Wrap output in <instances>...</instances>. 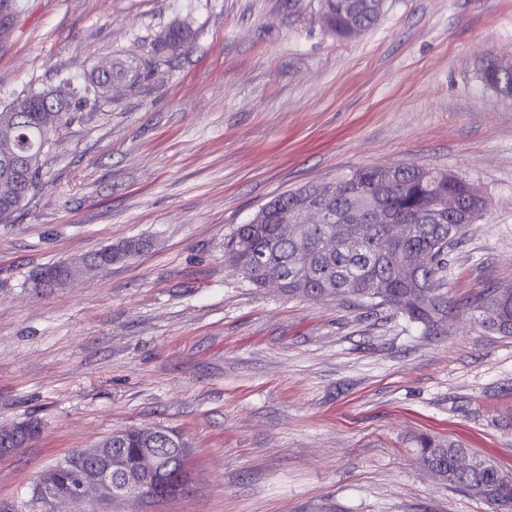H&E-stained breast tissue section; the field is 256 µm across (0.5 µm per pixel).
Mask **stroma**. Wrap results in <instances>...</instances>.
<instances>
[{
    "label": "stroma",
    "mask_w": 512,
    "mask_h": 512,
    "mask_svg": "<svg viewBox=\"0 0 512 512\" xmlns=\"http://www.w3.org/2000/svg\"><path fill=\"white\" fill-rule=\"evenodd\" d=\"M182 51L135 89L81 101L10 224H0V512L48 504L43 473L130 426L192 445L171 500L107 512H490L420 465L415 436L512 473V337L466 317L430 335L389 309L258 288L224 240L275 196L407 163L475 184L490 211L451 254L459 300L512 285V0H388L329 31L319 0H12L0 108L128 53L173 22ZM132 238L150 249L62 288L44 266ZM482 78L500 93L512 95V66H503L490 60L483 69Z\"/></svg>",
    "instance_id": "stroma-1"
}]
</instances>
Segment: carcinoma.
<instances>
[{
  "mask_svg": "<svg viewBox=\"0 0 512 512\" xmlns=\"http://www.w3.org/2000/svg\"><path fill=\"white\" fill-rule=\"evenodd\" d=\"M386 0H320V8L336 36H352V28H370L380 17ZM189 40L188 31L175 23L158 36L156 53L174 54ZM152 68V60L134 54L112 60L106 73L91 72L84 92L105 95V86L123 83L135 88ZM483 80L505 95H512V68L494 60L485 65ZM42 92H34L0 109V156L21 152L34 161L35 170L27 191H32L42 172L45 140L76 119L73 107L80 100L61 98L56 111H40ZM334 190L327 224L277 223L280 208L316 194L320 184H312L276 196L246 224L239 225L224 246L230 266L256 287L266 277L284 280L283 293L316 299L349 297L373 307L386 306L411 323L435 330L448 319V311L464 308L484 330L512 336V299L503 300L499 288H487L473 297L455 302L448 296L450 252L462 243L466 228L477 223L489 209L490 201L472 183L451 173L407 164L391 175L376 165L356 168L333 179ZM458 198L459 210L450 218L434 211L435 203ZM28 195L17 193L14 185L0 181V223L10 222L26 205ZM378 202L401 223V238L384 246L389 224H347L345 215L353 206L369 207ZM149 244L127 239L104 246L92 256L104 267L140 255ZM122 450L130 461L137 460L143 448H153L171 462L170 477L175 479L188 466L190 443L177 430L167 426L131 427L120 438L104 442ZM420 457L437 467L452 468L454 457L464 452L453 441L433 436L418 437ZM480 469L460 475L450 484L468 490L479 483L485 489L482 499L492 512H512V475L494 463L479 460Z\"/></svg>",
  "mask_w": 512,
  "mask_h": 512,
  "instance_id": "carcinoma-1",
  "label": "carcinoma"
}]
</instances>
